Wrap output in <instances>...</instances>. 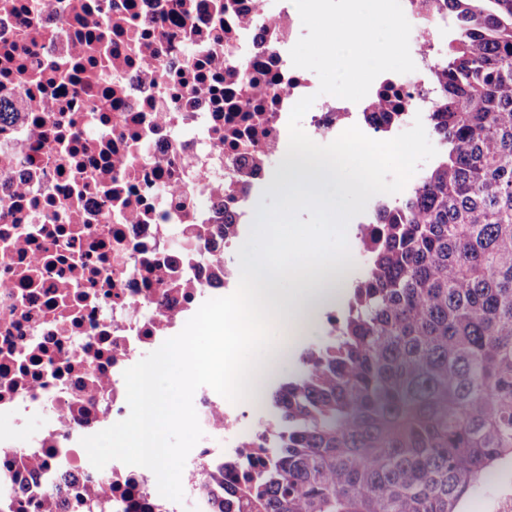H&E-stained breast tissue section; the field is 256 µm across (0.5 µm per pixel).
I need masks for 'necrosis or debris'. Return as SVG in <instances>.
<instances>
[{"label":"necrosis or debris","instance_id":"obj_1","mask_svg":"<svg viewBox=\"0 0 512 512\" xmlns=\"http://www.w3.org/2000/svg\"><path fill=\"white\" fill-rule=\"evenodd\" d=\"M413 72L386 78L365 107L316 96L293 66L290 0H0V497L48 503L49 474L107 494L113 512H242L236 488L267 462L271 421L200 387L204 432L162 497L152 471L113 461L108 479L81 440L129 414L124 371L158 349L207 285L239 277L246 211L288 147V115L315 95L311 139L364 111L411 127L436 98L448 49L438 0H403ZM224 227L215 234L213 225ZM43 416L42 435L14 433Z\"/></svg>","mask_w":512,"mask_h":512}]
</instances>
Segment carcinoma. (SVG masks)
<instances>
[{"mask_svg": "<svg viewBox=\"0 0 512 512\" xmlns=\"http://www.w3.org/2000/svg\"><path fill=\"white\" fill-rule=\"evenodd\" d=\"M442 9L438 160L378 200L342 321L257 396L278 438L243 512H457L512 461V0Z\"/></svg>", "mask_w": 512, "mask_h": 512, "instance_id": "obj_1", "label": "carcinoma"}]
</instances>
